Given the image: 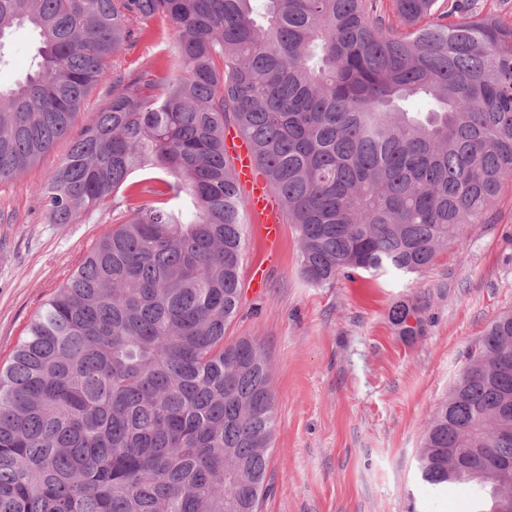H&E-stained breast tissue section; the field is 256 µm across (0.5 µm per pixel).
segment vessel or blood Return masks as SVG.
<instances>
[{
  "label": "vessel or blood",
  "instance_id": "obj_1",
  "mask_svg": "<svg viewBox=\"0 0 512 512\" xmlns=\"http://www.w3.org/2000/svg\"><path fill=\"white\" fill-rule=\"evenodd\" d=\"M224 147L235 165V176L245 196L251 221L259 228L268 251H275L284 222L283 211L267 180L259 174L246 139L236 131H227Z\"/></svg>",
  "mask_w": 512,
  "mask_h": 512
}]
</instances>
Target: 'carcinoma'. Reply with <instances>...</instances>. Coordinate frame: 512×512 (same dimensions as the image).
I'll return each mask as SVG.
<instances>
[{"instance_id": "obj_1", "label": "carcinoma", "mask_w": 512, "mask_h": 512, "mask_svg": "<svg viewBox=\"0 0 512 512\" xmlns=\"http://www.w3.org/2000/svg\"><path fill=\"white\" fill-rule=\"evenodd\" d=\"M390 2L0 0V66L14 29L39 40L26 80L0 86V182L68 139L41 188L49 223L134 197L0 368V512H261L277 416L261 348L224 343L247 243L228 121L311 283L421 272L489 223L512 177V18ZM165 25L166 55L117 65ZM391 319L422 333L415 305ZM509 466L512 311L467 349L417 458L437 489L484 490L487 512L512 500ZM109 92L110 88L108 84H100L96 86L93 91H91L82 111L84 112V115H82L77 126L74 128L72 136H76L81 131L83 126L91 120L93 112H97L98 108L102 104L103 100L107 97Z\"/></svg>"}]
</instances>
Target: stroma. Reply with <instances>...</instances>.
<instances>
[{
  "instance_id": "1",
  "label": "stroma",
  "mask_w": 512,
  "mask_h": 512,
  "mask_svg": "<svg viewBox=\"0 0 512 512\" xmlns=\"http://www.w3.org/2000/svg\"><path fill=\"white\" fill-rule=\"evenodd\" d=\"M37 42L30 27L8 41L0 85L26 77ZM68 150L59 142L38 165L0 183V366L43 302L119 218L104 203L71 224H52L38 193ZM491 224L468 226L414 274L356 271L316 286L300 271L298 235L284 224L266 259L247 228L242 296L224 339L256 342L271 376L277 425L261 512H477L465 486L442 493L416 468L424 424L499 313L512 310V179ZM265 286H252L255 264ZM399 301L422 305L423 332L400 335Z\"/></svg>"
}]
</instances>
